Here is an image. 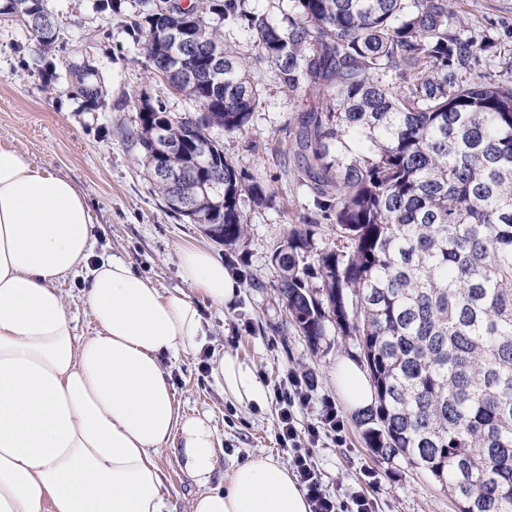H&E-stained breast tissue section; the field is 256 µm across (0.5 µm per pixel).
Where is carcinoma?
I'll return each mask as SVG.
<instances>
[{
  "label": "carcinoma",
  "mask_w": 512,
  "mask_h": 512,
  "mask_svg": "<svg viewBox=\"0 0 512 512\" xmlns=\"http://www.w3.org/2000/svg\"><path fill=\"white\" fill-rule=\"evenodd\" d=\"M49 2L0 7L43 60L82 47L62 36ZM180 2L160 11L140 0L125 24L146 68L192 104L174 116L145 99L127 134L167 209L235 251L241 197L263 205L270 195L213 130L249 129L263 103L257 63L288 90L314 92L295 140L311 216L271 252L288 323L314 348L331 327L356 340L377 393L360 423L381 458L429 474L459 512H512V86L462 78L491 43L462 38L452 0H292L277 19L249 0ZM223 24L246 33L255 61L224 43ZM183 28L218 48L224 69L186 79L181 69L206 63L176 39ZM87 60L69 72L84 102L103 107ZM158 133L181 145L169 171L205 183L206 202L188 213L155 173ZM323 222L345 245L313 262Z\"/></svg>",
  "instance_id": "cac0c4a2"
}]
</instances>
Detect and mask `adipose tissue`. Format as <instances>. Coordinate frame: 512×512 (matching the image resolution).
Segmentation results:
<instances>
[{"label": "adipose tissue", "mask_w": 512, "mask_h": 512, "mask_svg": "<svg viewBox=\"0 0 512 512\" xmlns=\"http://www.w3.org/2000/svg\"><path fill=\"white\" fill-rule=\"evenodd\" d=\"M91 222L71 180L0 146V512H171L156 461L168 448L198 488L188 512H310L291 470L267 455L218 482L210 416L175 402L163 359L205 346L197 298L234 300L223 262L180 247L188 289L166 294L122 258L98 262L82 290L97 331L81 336L58 283L86 264ZM212 375L238 404H266L236 354ZM336 388L351 411L373 404L352 360L337 363Z\"/></svg>", "instance_id": "1"}]
</instances>
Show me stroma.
Segmentation results:
<instances>
[{"instance_id":"1","label":"stroma","mask_w":512,"mask_h":512,"mask_svg":"<svg viewBox=\"0 0 512 512\" xmlns=\"http://www.w3.org/2000/svg\"><path fill=\"white\" fill-rule=\"evenodd\" d=\"M95 0H51L69 37L85 38L107 89L106 109L85 107L69 80L68 62L53 57L47 72L31 51L32 35L23 25L0 24V145L11 146L33 164L70 178L86 196L93 259L124 258L138 275L158 288L181 287L177 250L184 245L210 249L224 258L223 245L213 241L204 225L171 215L153 189L136 151L126 140L139 126L142 99L162 100L168 112L189 108L181 95L146 71L142 56L125 33L122 22L134 14L135 0H122L120 13L99 12ZM465 20V34L495 45L494 57L481 69L496 82L512 83V0H454ZM263 105L254 112L244 133H220L225 156L254 181L265 186L271 204L244 200L247 219L240 262H228L239 294L225 305L204 298L196 303L207 331L206 347L215 353L238 355L265 388L283 382L288 373L303 375L310 403L297 410L299 429L317 423L323 400L339 401L334 371L339 358L358 359L355 341L336 335L312 348L286 324L278 294L279 272L270 261L272 246L293 224L308 216L310 194L297 178L292 153L295 119L306 106L302 92L288 91L271 69L257 70ZM201 357L181 354L166 359L175 399L187 413H209L222 450L220 471L249 457L269 454L289 464L291 448L279 443V406H243L224 396L211 374L202 372ZM346 443L322 438L312 450V463L325 489L337 497L361 491L372 498L376 512H458L440 485L403 462L382 460L364 438L356 413L342 408ZM158 464L172 512H188L197 487L179 469L169 451ZM374 472L377 484L365 481Z\"/></svg>"}]
</instances>
